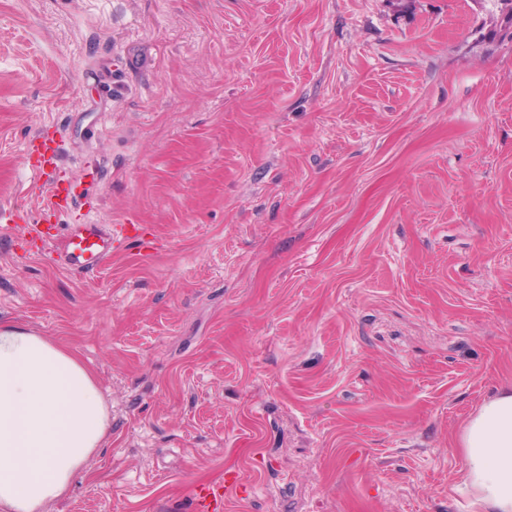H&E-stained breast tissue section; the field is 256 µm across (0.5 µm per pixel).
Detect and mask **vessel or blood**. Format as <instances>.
Returning a JSON list of instances; mask_svg holds the SVG:
<instances>
[{
  "instance_id": "vessel-or-blood-1",
  "label": "vessel or blood",
  "mask_w": 512,
  "mask_h": 512,
  "mask_svg": "<svg viewBox=\"0 0 512 512\" xmlns=\"http://www.w3.org/2000/svg\"><path fill=\"white\" fill-rule=\"evenodd\" d=\"M32 162L30 168L36 176L44 177L46 200L43 218L58 217L74 207L78 200L75 185L60 179L46 178V171L58 165V146L54 140L34 137L28 146ZM138 229L132 224H76L69 233L65 264L74 271L91 273L107 262L116 244L136 238ZM245 485L244 476L235 469L226 470L220 483L196 484L191 496V512H224V502L229 495Z\"/></svg>"
}]
</instances>
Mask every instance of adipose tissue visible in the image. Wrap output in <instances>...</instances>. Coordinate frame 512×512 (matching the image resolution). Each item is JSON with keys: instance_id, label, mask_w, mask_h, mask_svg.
<instances>
[{"instance_id": "adipose-tissue-1", "label": "adipose tissue", "mask_w": 512, "mask_h": 512, "mask_svg": "<svg viewBox=\"0 0 512 512\" xmlns=\"http://www.w3.org/2000/svg\"><path fill=\"white\" fill-rule=\"evenodd\" d=\"M110 416L70 347L0 322V512H48L104 446ZM469 512H512V384L456 440Z\"/></svg>"}]
</instances>
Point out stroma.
<instances>
[{
    "label": "stroma",
    "instance_id": "1",
    "mask_svg": "<svg viewBox=\"0 0 512 512\" xmlns=\"http://www.w3.org/2000/svg\"><path fill=\"white\" fill-rule=\"evenodd\" d=\"M94 210L31 230L26 142ZM0 319L111 432L50 512H467L512 381V0H0ZM73 224H139L97 272ZM28 150L33 159L30 168L38 178L46 175L48 169L52 172L58 166V145L53 139L37 135L30 141ZM245 485L244 476L236 469L224 471V483H199L191 496L192 512H223L224 501Z\"/></svg>",
    "mask_w": 512,
    "mask_h": 512
}]
</instances>
